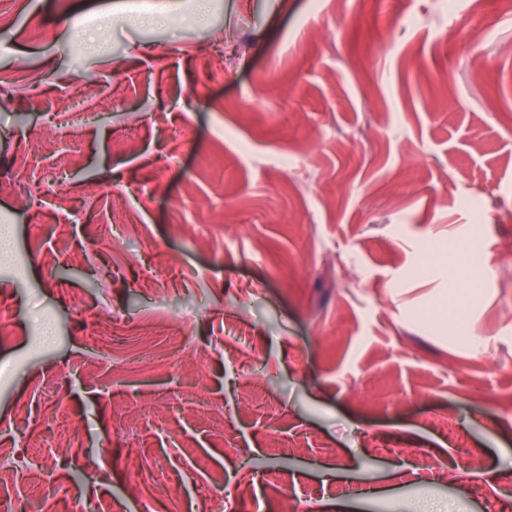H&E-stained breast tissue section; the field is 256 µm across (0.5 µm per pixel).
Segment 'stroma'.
<instances>
[{
    "label": "stroma",
    "instance_id": "obj_1",
    "mask_svg": "<svg viewBox=\"0 0 512 512\" xmlns=\"http://www.w3.org/2000/svg\"><path fill=\"white\" fill-rule=\"evenodd\" d=\"M2 224L29 512H512L498 0H0Z\"/></svg>",
    "mask_w": 512,
    "mask_h": 512
}]
</instances>
